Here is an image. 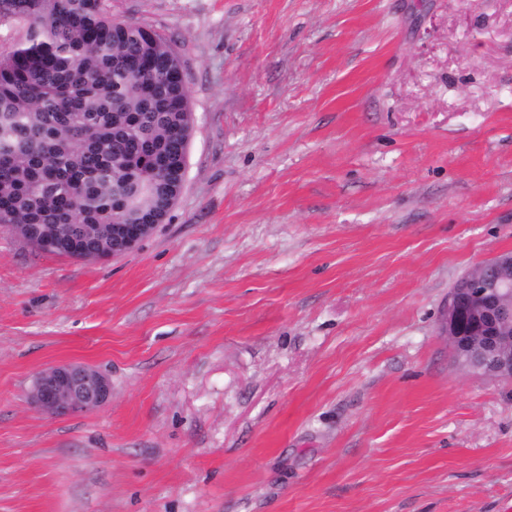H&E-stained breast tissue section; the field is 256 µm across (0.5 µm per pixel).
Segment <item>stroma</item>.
<instances>
[{
	"instance_id": "1",
	"label": "stroma",
	"mask_w": 512,
	"mask_h": 512,
	"mask_svg": "<svg viewBox=\"0 0 512 512\" xmlns=\"http://www.w3.org/2000/svg\"><path fill=\"white\" fill-rule=\"evenodd\" d=\"M165 37L183 190L88 261L0 226V512H512V385L444 331L512 251V0H112ZM105 406L45 413L41 370ZM30 397L40 410L50 414L87 412L112 398V383L90 366L60 364L38 375Z\"/></svg>"
}]
</instances>
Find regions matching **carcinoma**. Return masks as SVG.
Instances as JSON below:
<instances>
[{"label":"carcinoma","instance_id":"cac0c4a2","mask_svg":"<svg viewBox=\"0 0 512 512\" xmlns=\"http://www.w3.org/2000/svg\"><path fill=\"white\" fill-rule=\"evenodd\" d=\"M109 2L0 0V222L82 260L112 254L114 224L162 221L191 120L171 44Z\"/></svg>","mask_w":512,"mask_h":512}]
</instances>
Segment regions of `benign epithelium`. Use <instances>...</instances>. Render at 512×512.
Returning a JSON list of instances; mask_svg holds the SVG:
<instances>
[{
  "instance_id": "obj_1",
  "label": "benign epithelium",
  "mask_w": 512,
  "mask_h": 512,
  "mask_svg": "<svg viewBox=\"0 0 512 512\" xmlns=\"http://www.w3.org/2000/svg\"><path fill=\"white\" fill-rule=\"evenodd\" d=\"M151 224L112 225V256L133 251ZM491 267L488 279L485 268ZM445 332L459 362L512 383V252H502L464 276L448 297ZM112 398V383L99 370L78 363L42 371L32 402L50 414L87 412Z\"/></svg>"
}]
</instances>
